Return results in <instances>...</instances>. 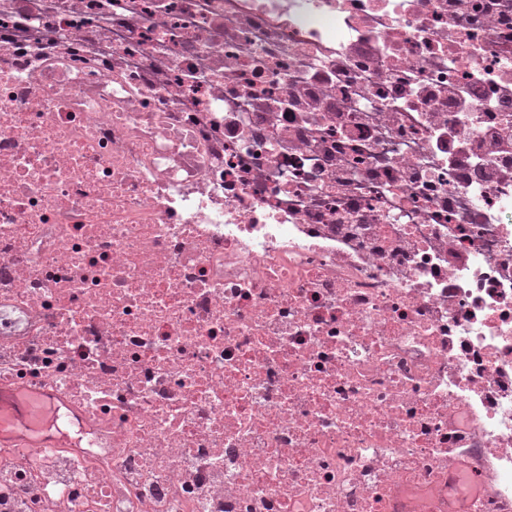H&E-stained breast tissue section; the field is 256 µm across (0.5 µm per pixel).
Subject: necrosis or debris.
Listing matches in <instances>:
<instances>
[{
	"label": "necrosis or debris",
	"instance_id": "1",
	"mask_svg": "<svg viewBox=\"0 0 512 512\" xmlns=\"http://www.w3.org/2000/svg\"><path fill=\"white\" fill-rule=\"evenodd\" d=\"M512 0H0V512H512ZM69 409L68 404L45 392L0 384V445L46 448L80 439L78 436L90 432V425ZM65 417H71V431ZM469 500L461 499L456 492L457 476L448 472V509L446 512H475V502L482 498L484 483L476 476H469Z\"/></svg>",
	"mask_w": 512,
	"mask_h": 512
}]
</instances>
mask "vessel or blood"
Instances as JSON below:
<instances>
[{
    "label": "vessel or blood",
    "instance_id": "b4317fda",
    "mask_svg": "<svg viewBox=\"0 0 512 512\" xmlns=\"http://www.w3.org/2000/svg\"><path fill=\"white\" fill-rule=\"evenodd\" d=\"M87 423L79 416H68L67 405L47 393L0 384V445L46 448L86 434ZM447 512H475L474 502L482 498L484 488L477 477L469 479V499H461L456 490V475H449Z\"/></svg>",
    "mask_w": 512,
    "mask_h": 512
}]
</instances>
